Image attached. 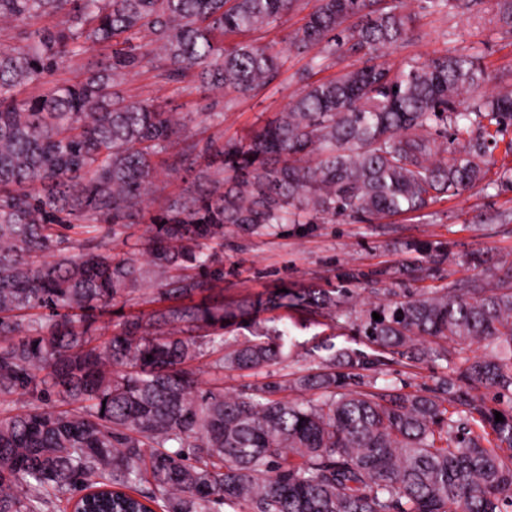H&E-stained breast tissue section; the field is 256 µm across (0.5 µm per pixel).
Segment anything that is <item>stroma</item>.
Masks as SVG:
<instances>
[{"label":"stroma","mask_w":512,"mask_h":512,"mask_svg":"<svg viewBox=\"0 0 512 512\" xmlns=\"http://www.w3.org/2000/svg\"><path fill=\"white\" fill-rule=\"evenodd\" d=\"M415 26L420 41L395 53L394 61L451 49L460 40L481 56L487 74L484 91L512 82V36L500 33L496 25H479L452 10L444 20L418 14ZM308 60V55L290 54L269 87L236 100L229 111L224 96L203 90L191 76L169 84L164 96L198 113L199 143L217 135L241 137L286 107ZM219 111L224 114L222 126L205 120V113ZM474 252L483 254L490 269L512 264V192L495 196L476 187L435 203L423 217L340 216L327 224H286L271 235L226 230L220 254L222 294L229 302L286 285L329 288L337 285L338 273L353 269L360 278L352 285L349 308L358 316L369 309L379 289L443 287L472 277L476 269L468 256Z\"/></svg>","instance_id":"1"}]
</instances>
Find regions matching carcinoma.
Instances as JSON below:
<instances>
[{
    "mask_svg": "<svg viewBox=\"0 0 512 512\" xmlns=\"http://www.w3.org/2000/svg\"><path fill=\"white\" fill-rule=\"evenodd\" d=\"M419 2L479 18L487 0ZM495 5L512 34V0ZM305 6L0 0V404L29 396L0 414V512H67L103 487L121 503L99 512H512V265L388 293L352 322L371 356L332 353L290 380L224 392V371L291 356L285 328L224 340L259 309L332 328L350 317L344 288L193 301L223 282L224 229L268 234L422 213L478 185L512 191L488 139L512 128V87L483 95L476 54L390 63L420 39L408 0H314L288 48L252 37ZM93 50L98 67L58 78ZM293 50L314 54L287 107L201 151L194 113L122 89L140 70L160 86L196 70L207 90L247 97ZM347 57L356 63L316 78ZM192 167L194 182L168 190ZM138 224L149 229L136 238ZM116 237L135 251L112 253ZM120 298L157 308L96 336ZM216 352L219 377L203 389L193 363ZM393 364L445 373L407 391L385 380ZM290 388L319 396L291 400Z\"/></svg>",
    "mask_w": 512,
    "mask_h": 512,
    "instance_id": "1",
    "label": "carcinoma"
}]
</instances>
